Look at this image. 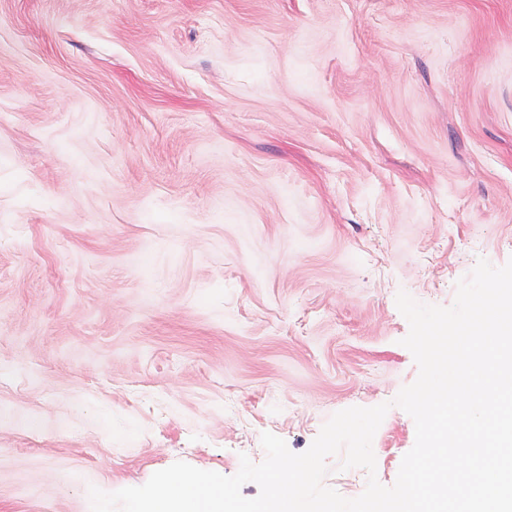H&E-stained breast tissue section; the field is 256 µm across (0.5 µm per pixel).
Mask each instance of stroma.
I'll use <instances>...</instances> for the list:
<instances>
[{
  "instance_id": "35a3bbf8",
  "label": "stroma",
  "mask_w": 512,
  "mask_h": 512,
  "mask_svg": "<svg viewBox=\"0 0 512 512\" xmlns=\"http://www.w3.org/2000/svg\"><path fill=\"white\" fill-rule=\"evenodd\" d=\"M512 259V0H0V512L389 404L398 292Z\"/></svg>"
}]
</instances>
